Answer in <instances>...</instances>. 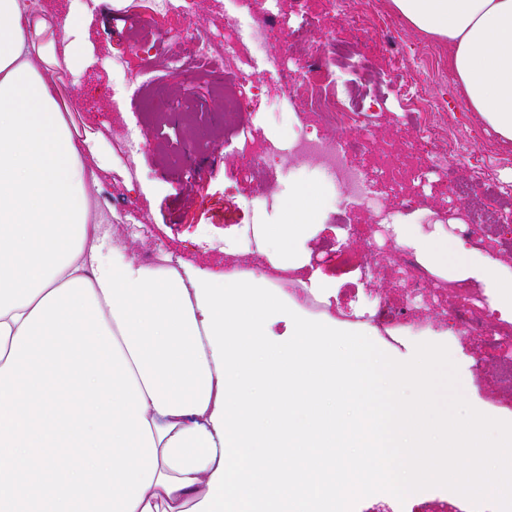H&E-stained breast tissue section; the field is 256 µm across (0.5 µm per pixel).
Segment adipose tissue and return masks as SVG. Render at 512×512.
<instances>
[{
    "instance_id": "adipose-tissue-1",
    "label": "adipose tissue",
    "mask_w": 512,
    "mask_h": 512,
    "mask_svg": "<svg viewBox=\"0 0 512 512\" xmlns=\"http://www.w3.org/2000/svg\"><path fill=\"white\" fill-rule=\"evenodd\" d=\"M420 32L446 41L468 107L512 141V0H392ZM79 17L57 24L32 0H0V366L30 312L53 289L89 280L107 328L138 382L157 471L134 512H345L369 483L415 494L428 478L484 473L475 498L512 512V420L487 439L465 407L431 419L430 370L441 341L403 360L360 339L337 347L336 319L252 276L215 287L189 265L157 270L125 249L103 262L86 185L94 174L70 131L61 69L80 55ZM315 189L288 196V220L262 227L272 265L300 270L318 225ZM397 243L449 280L479 283L487 309L512 323V271L420 225H393ZM281 322L283 335L271 334ZM416 390L414 401L399 397ZM369 448L368 469L349 465Z\"/></svg>"
}]
</instances>
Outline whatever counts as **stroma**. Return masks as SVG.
<instances>
[{"label":"stroma","instance_id":"stroma-1","mask_svg":"<svg viewBox=\"0 0 512 512\" xmlns=\"http://www.w3.org/2000/svg\"><path fill=\"white\" fill-rule=\"evenodd\" d=\"M57 22L69 12L84 20L82 65L62 72L65 94L77 109L67 116L74 138L89 141L92 150L84 162L95 170L89 186L93 217L100 224L104 254L120 246L144 265H189L227 275L229 268L244 269L251 254L243 232L251 224L282 221L290 189L316 188L323 200L324 227L305 243L306 266L301 276L321 271L338 289L340 306L361 307L379 290L389 288L388 274L361 278L358 271L339 265L336 248L345 240L336 214L342 204L338 187L329 183L310 157L258 162L253 141L274 137L289 143L298 129L312 135L358 140L351 163L370 170L371 191L390 197L389 183L374 176L380 144H394V155H404L416 133L406 115L400 85H425L444 120L459 122L464 130L465 157L448 161L447 182L419 187V201L405 212L406 222L424 231H439L448 240L468 237L484 255L512 268V222L487 225L464 234L467 209L493 206L494 185L512 186V141L492 131L467 106L464 93L448 68L447 42L420 34L405 19L390 28L356 29V0H277L279 20L269 34L272 41L291 49H305L320 58L332 52L335 40L357 43L361 65L370 67L373 87L385 97L370 113L365 130L354 132L319 124L288 87L265 55L241 43L237 64L247 66L256 88H242L246 112L225 117L221 98L212 96L209 78L198 77L199 65L185 35L191 21L219 27L225 15L250 23L247 0H195L192 15L179 12L149 14L148 0H100L90 7L84 0H53ZM152 18L142 28L146 40L163 38L166 66L152 70L151 83L129 82V75L144 68L133 47L134 36L125 30L127 16ZM166 86L172 109L145 111L152 82ZM467 184L465 202L453 200L448 182ZM120 224L145 225V232L116 237ZM512 352V336L489 341L486 335L457 331L448 342L446 358L432 371L435 404L433 417H455L468 399L478 412L512 414V369L502 356ZM462 485L448 487L429 482L407 496L382 486L366 487L351 498L346 512H498L495 501L477 500Z\"/></svg>","mask_w":512,"mask_h":512}]
</instances>
